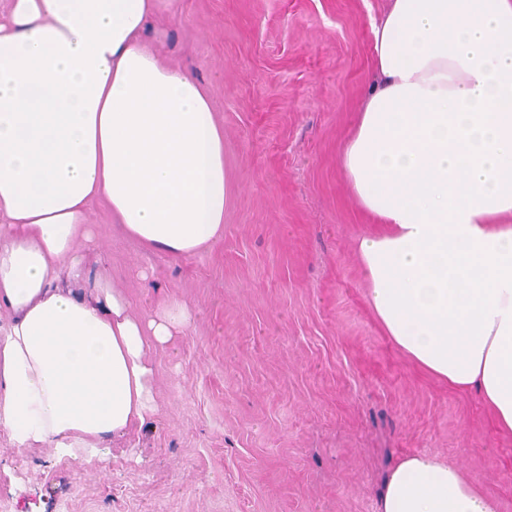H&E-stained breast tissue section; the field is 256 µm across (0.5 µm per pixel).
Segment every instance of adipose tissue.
<instances>
[{
	"mask_svg": "<svg viewBox=\"0 0 512 512\" xmlns=\"http://www.w3.org/2000/svg\"><path fill=\"white\" fill-rule=\"evenodd\" d=\"M155 0H9L0 15V428L95 454L156 412L149 354L192 315L146 314L79 247L101 202L145 249L209 250L229 195L203 89L143 45ZM341 170L382 229L358 252L386 336L512 435V0H388ZM379 512H498L427 453Z\"/></svg>",
	"mask_w": 512,
	"mask_h": 512,
	"instance_id": "adipose-tissue-1",
	"label": "adipose tissue"
}]
</instances>
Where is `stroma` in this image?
<instances>
[{"label":"stroma","mask_w":512,"mask_h":512,"mask_svg":"<svg viewBox=\"0 0 512 512\" xmlns=\"http://www.w3.org/2000/svg\"><path fill=\"white\" fill-rule=\"evenodd\" d=\"M386 0H161L145 38L224 129V236L179 262L95 204L84 253L132 311L176 298L151 352L155 415L91 459L0 429V512H377L394 466L430 452L512 512V438L385 336L358 255L374 226L340 154Z\"/></svg>","instance_id":"35a3bbf8"}]
</instances>
